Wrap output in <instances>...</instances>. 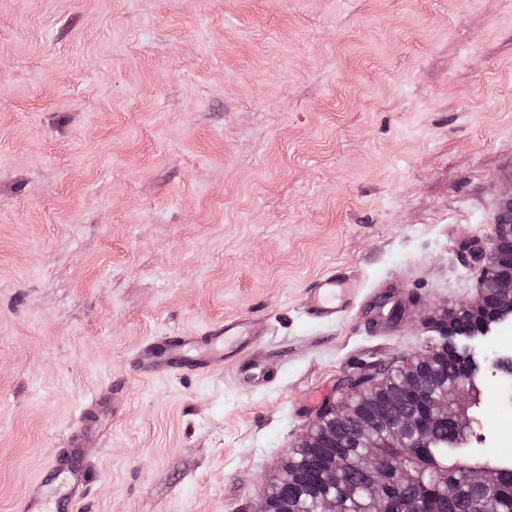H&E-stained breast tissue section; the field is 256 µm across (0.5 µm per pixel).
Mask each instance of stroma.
I'll return each mask as SVG.
<instances>
[{
    "label": "stroma",
    "mask_w": 512,
    "mask_h": 512,
    "mask_svg": "<svg viewBox=\"0 0 512 512\" xmlns=\"http://www.w3.org/2000/svg\"><path fill=\"white\" fill-rule=\"evenodd\" d=\"M511 189L512 0H0V512L102 386L78 512H246L309 391L473 298L460 247ZM334 269L400 318L307 326ZM241 314L273 326L267 390L135 373L147 338ZM500 390L466 447L510 460Z\"/></svg>",
    "instance_id": "35a3bbf8"
}]
</instances>
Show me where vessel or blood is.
I'll use <instances>...</instances> for the list:
<instances>
[{
  "instance_id": "b4317fda",
  "label": "vessel or blood",
  "mask_w": 512,
  "mask_h": 512,
  "mask_svg": "<svg viewBox=\"0 0 512 512\" xmlns=\"http://www.w3.org/2000/svg\"><path fill=\"white\" fill-rule=\"evenodd\" d=\"M370 303V287L360 274L332 270L305 288L301 313L310 324L333 325ZM270 332L267 319L245 315L227 318L178 336H152L135 351L134 367L140 377L153 379L202 377L228 365L234 370L238 387L260 391L272 383L260 351ZM113 412L112 395L107 388L97 391L82 406L78 422L67 438L66 448L43 474L41 484L33 485L24 501L23 512H75L90 483L86 470L80 464L85 442L100 432ZM63 473L68 476L65 490L53 505H46L41 492L42 483L50 482Z\"/></svg>"
}]
</instances>
